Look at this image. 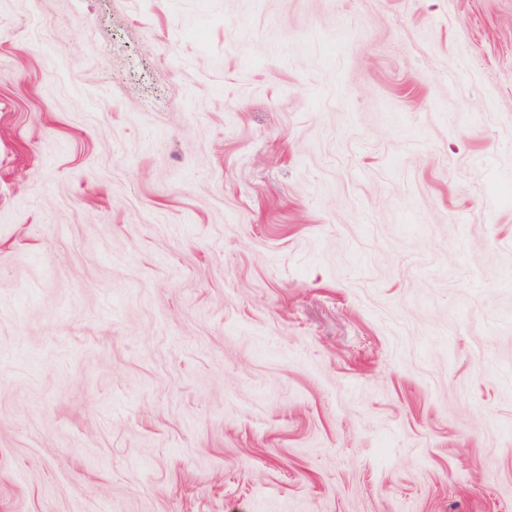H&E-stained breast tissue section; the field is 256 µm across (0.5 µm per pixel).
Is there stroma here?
<instances>
[{
  "instance_id": "35a3bbf8",
  "label": "stroma",
  "mask_w": 512,
  "mask_h": 512,
  "mask_svg": "<svg viewBox=\"0 0 512 512\" xmlns=\"http://www.w3.org/2000/svg\"><path fill=\"white\" fill-rule=\"evenodd\" d=\"M0 512H512V0H0Z\"/></svg>"
}]
</instances>
